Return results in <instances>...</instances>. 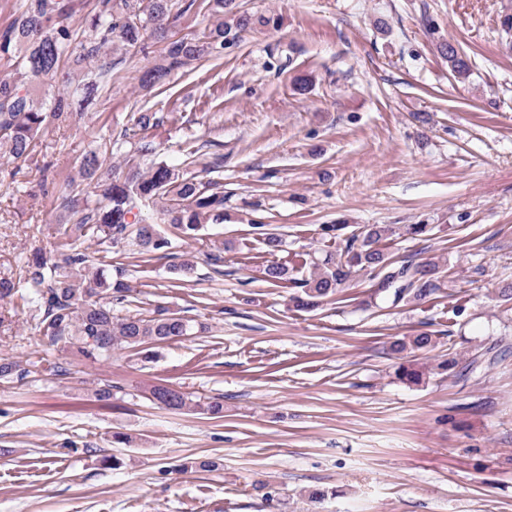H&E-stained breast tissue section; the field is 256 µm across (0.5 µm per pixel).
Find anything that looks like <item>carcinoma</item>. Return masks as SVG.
I'll use <instances>...</instances> for the list:
<instances>
[{
    "label": "carcinoma",
    "mask_w": 512,
    "mask_h": 512,
    "mask_svg": "<svg viewBox=\"0 0 512 512\" xmlns=\"http://www.w3.org/2000/svg\"><path fill=\"white\" fill-rule=\"evenodd\" d=\"M196 0H94L78 25L69 20L75 13L74 0H22L15 22L0 33V59L13 62L12 76L0 80V158L8 162L31 158L38 135L54 123L73 120L72 94L59 87L68 83L62 63L74 57L94 61L106 52L129 51L155 37L166 41L164 53L139 77L140 85L153 87L172 73L194 62L221 53L224 43L247 28L251 18L233 11V0H211L215 21L200 38L167 39L173 8L191 11ZM448 69L457 78L470 75L465 54L450 42L441 46ZM38 82L47 93L40 98L33 91ZM78 179L84 188L61 197L62 221L68 224L65 240L48 252H36L25 262V280L33 292L20 295L22 305L32 312L35 328L52 346L75 345L87 359L108 362L117 348L129 349L143 362L170 342L195 331L192 320L167 306L158 305L142 313L120 316L115 307L128 302L130 288L126 270L118 259L123 247L134 245L148 255L171 246L154 225L142 223L139 203L159 205V217L183 240L194 238L209 224L224 223V191L217 181H199L182 168L163 160L125 177L116 175L99 151H86L80 161ZM268 251L282 247L281 236L265 224L252 225ZM387 229L366 225L342 239L343 246L313 263L306 278L294 277L296 267L286 262L266 266L267 282L293 284L298 291L290 301L299 310H315L357 276H366L373 294L393 304L422 300L440 289L436 267L410 256L388 257L378 243ZM94 241L103 255L90 254L84 243ZM433 335L422 332L399 339L391 345L395 353L429 352L435 347ZM458 361L450 357L429 366L415 359L397 369L398 379L419 385L436 370L450 372ZM30 370L9 361L0 363V382L22 381ZM168 408L198 410L219 418L224 402L214 398L200 403L176 391Z\"/></svg>",
    "instance_id": "obj_1"
}]
</instances>
